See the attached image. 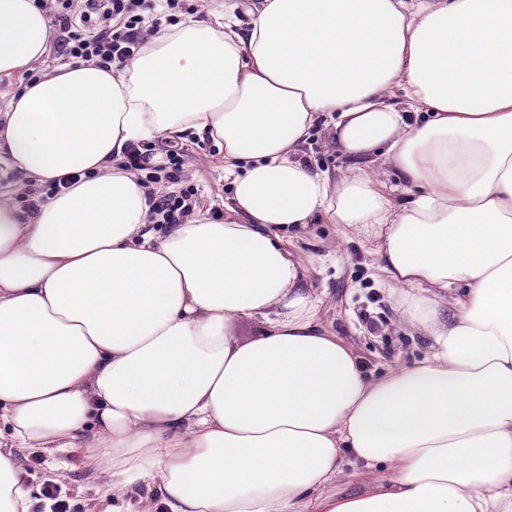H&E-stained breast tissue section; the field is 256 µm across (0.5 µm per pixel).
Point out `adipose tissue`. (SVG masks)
Listing matches in <instances>:
<instances>
[{
  "instance_id": "1",
  "label": "adipose tissue",
  "mask_w": 512,
  "mask_h": 512,
  "mask_svg": "<svg viewBox=\"0 0 512 512\" xmlns=\"http://www.w3.org/2000/svg\"><path fill=\"white\" fill-rule=\"evenodd\" d=\"M50 37L39 0H0L1 73ZM325 113L346 154L402 173L403 202L374 171L298 160ZM190 130L223 142L232 203L158 238L122 149ZM1 149L31 185L78 181L28 215L0 201V512L36 502L18 448L77 454L99 500L143 487L166 512H512V0H230L121 72L24 87ZM319 218L447 302L414 319L424 360L369 381L319 325L273 232ZM346 453L394 465L390 485L318 498Z\"/></svg>"
}]
</instances>
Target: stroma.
Segmentation results:
<instances>
[{
  "label": "stroma",
  "mask_w": 512,
  "mask_h": 512,
  "mask_svg": "<svg viewBox=\"0 0 512 512\" xmlns=\"http://www.w3.org/2000/svg\"><path fill=\"white\" fill-rule=\"evenodd\" d=\"M188 153L180 164V184L160 181L154 192L192 187L199 207L208 209L213 220L224 218V205L233 195L231 179L224 176V150L220 143L195 133L184 137ZM298 158L304 164L338 176L354 168H369L370 158L344 153L335 134V120L322 116L301 146ZM278 233L304 272L303 285L319 296V318L330 334L348 344L367 379L381 378L393 370L410 367L430 353L432 339L412 327L407 311L411 300L405 288L390 286L373 252L371 239L342 224L319 220L306 226H284ZM17 457L32 485L45 489L59 483L69 512H87L101 483V475L82 466L77 456H67L71 469L66 480H58L52 458L17 449ZM392 466L366 468L344 456L340 474L328 483V495L351 496L370 492L386 483Z\"/></svg>",
  "instance_id": "1"
}]
</instances>
